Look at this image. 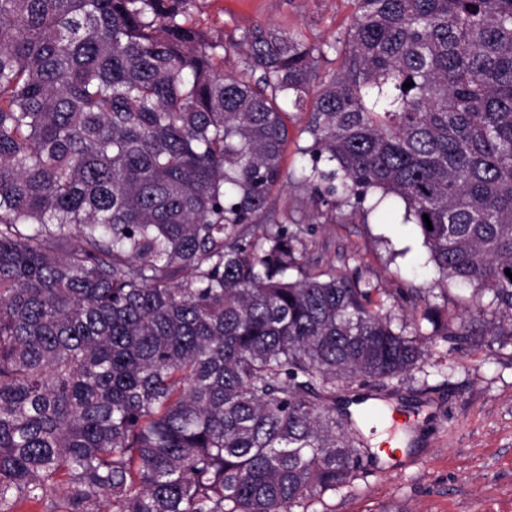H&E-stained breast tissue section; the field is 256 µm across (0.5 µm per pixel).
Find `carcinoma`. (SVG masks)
<instances>
[{"label":"carcinoma","instance_id":"cac0c4a2","mask_svg":"<svg viewBox=\"0 0 512 512\" xmlns=\"http://www.w3.org/2000/svg\"><path fill=\"white\" fill-rule=\"evenodd\" d=\"M189 2L0 0V512H294L368 454L336 383L366 402L437 339L512 346V0H355L309 107L324 49L226 46ZM290 106L307 223L397 198L488 305L402 291L408 334L360 275L304 270L270 206ZM314 57V69L310 82L311 94H314L322 82L328 80L333 73H337L342 67V58L332 51L324 56L314 54Z\"/></svg>","mask_w":512,"mask_h":512}]
</instances>
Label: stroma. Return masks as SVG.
<instances>
[{"label": "stroma", "mask_w": 512, "mask_h": 512, "mask_svg": "<svg viewBox=\"0 0 512 512\" xmlns=\"http://www.w3.org/2000/svg\"><path fill=\"white\" fill-rule=\"evenodd\" d=\"M193 21L224 41L251 27L294 32L310 44L345 37L354 0H191ZM308 115L288 114L284 186L273 193L275 211L311 210L310 192L300 179L311 145ZM402 203L386 211L340 204L336 216L310 225L305 236L311 271L327 267L359 270L383 289L393 306L401 288L433 289L449 316L462 315L475 300L473 289L440 280L428 264L422 238L403 221ZM421 372L385 399V407L414 402L416 440L397 435L395 456L375 452L350 483L307 503L308 512H512V348L497 352L431 344Z\"/></svg>", "instance_id": "1"}]
</instances>
